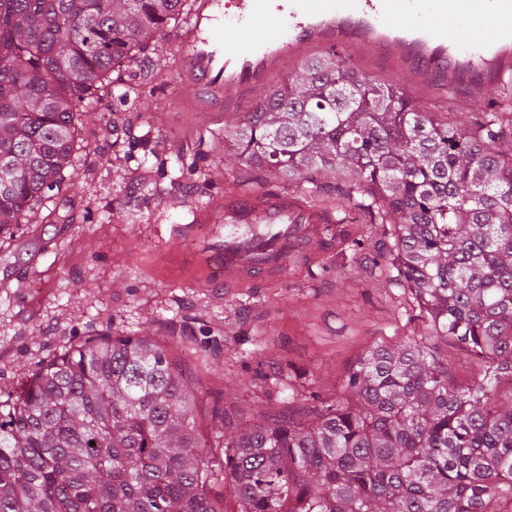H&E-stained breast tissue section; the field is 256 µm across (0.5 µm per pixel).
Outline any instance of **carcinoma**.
I'll return each instance as SVG.
<instances>
[{
	"label": "carcinoma",
	"instance_id": "obj_1",
	"mask_svg": "<svg viewBox=\"0 0 512 512\" xmlns=\"http://www.w3.org/2000/svg\"><path fill=\"white\" fill-rule=\"evenodd\" d=\"M188 0H0V235L82 148L80 116L116 62L158 47ZM476 129L335 53L301 63L235 125L239 156L291 182L332 176L386 228L405 314L458 343L459 384L424 342L369 349L306 420L216 427L146 336H88L0 397V512H512V87Z\"/></svg>",
	"mask_w": 512,
	"mask_h": 512
}]
</instances>
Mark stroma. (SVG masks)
Listing matches in <instances>:
<instances>
[{
    "mask_svg": "<svg viewBox=\"0 0 512 512\" xmlns=\"http://www.w3.org/2000/svg\"><path fill=\"white\" fill-rule=\"evenodd\" d=\"M186 61L171 30L127 62L123 94L88 106L84 149L61 187L0 237V391L21 390L42 361L86 337L146 336L185 372L206 439L220 422L233 430L305 418L317 398L341 394L369 348L425 333L402 316L382 270V227L356 213L344 230L364 240L361 252L314 243V263H290L277 284L214 283L206 256L224 227L195 223V211L227 194L299 198L303 186L237 158L228 133L259 92L220 112L187 110L177 91ZM405 89L451 124L473 125L486 109L457 110L464 82L452 94L438 84Z\"/></svg>",
    "mask_w": 512,
    "mask_h": 512,
    "instance_id": "1",
    "label": "stroma"
}]
</instances>
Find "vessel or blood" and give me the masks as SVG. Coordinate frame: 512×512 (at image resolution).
<instances>
[{"label": "vessel or blood", "mask_w": 512, "mask_h": 512, "mask_svg": "<svg viewBox=\"0 0 512 512\" xmlns=\"http://www.w3.org/2000/svg\"><path fill=\"white\" fill-rule=\"evenodd\" d=\"M486 28L473 31L476 20ZM458 31L446 47L447 21ZM343 42L363 54L384 51L409 79L442 72L455 87L461 64H481L459 109L486 99L489 89L512 74V0H192L189 20L178 34L190 61L178 91L192 112H212L246 92L267 85L288 64ZM197 223L224 225V245L213 250L216 281L228 288L256 276L276 281L289 259L309 242L325 239L324 211L280 196L228 195L220 213L198 212Z\"/></svg>", "instance_id": "vessel-or-blood-1"}]
</instances>
